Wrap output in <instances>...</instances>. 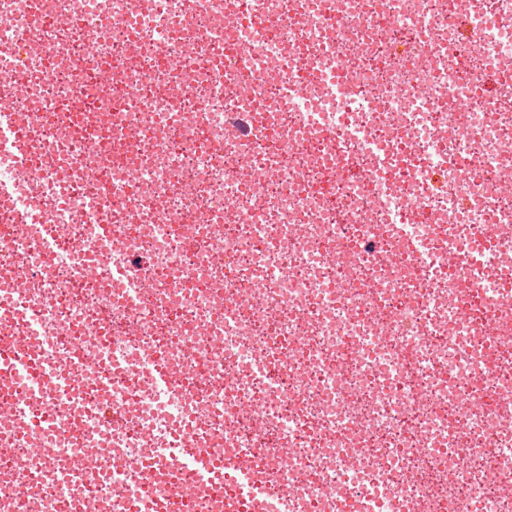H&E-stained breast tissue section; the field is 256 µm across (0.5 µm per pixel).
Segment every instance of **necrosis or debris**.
Returning <instances> with one entry per match:
<instances>
[{"label": "necrosis or debris", "instance_id": "4bbe7bcc", "mask_svg": "<svg viewBox=\"0 0 512 512\" xmlns=\"http://www.w3.org/2000/svg\"><path fill=\"white\" fill-rule=\"evenodd\" d=\"M233 9L0 0V71L35 131L0 154V336L71 381L31 400L56 453L7 413L0 369V512H156L192 478L170 448L302 477L242 512H512V340L483 314L512 245L441 263L512 223V0H250L264 26Z\"/></svg>", "mask_w": 512, "mask_h": 512}]
</instances>
